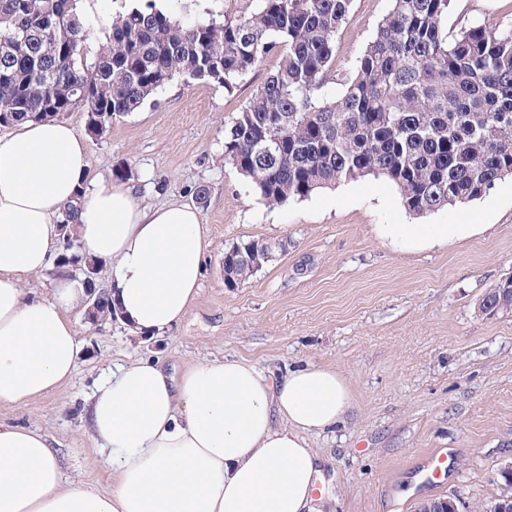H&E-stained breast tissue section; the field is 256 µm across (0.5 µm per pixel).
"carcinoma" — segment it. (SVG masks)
<instances>
[{
	"mask_svg": "<svg viewBox=\"0 0 512 512\" xmlns=\"http://www.w3.org/2000/svg\"><path fill=\"white\" fill-rule=\"evenodd\" d=\"M352 0H258L224 21H196L135 6L105 41L86 44L79 0H0V125L86 109L97 135L181 78L232 87L269 54L278 70L224 135V160L260 196L284 205L365 177L394 184L415 215L466 204L512 176V30L448 29L451 0H393L357 60L323 88L336 34ZM87 86L85 101L73 92ZM64 266L100 270L68 236ZM283 240H241L224 250L234 288L281 255Z\"/></svg>",
	"mask_w": 512,
	"mask_h": 512,
	"instance_id": "obj_1",
	"label": "carcinoma"
}]
</instances>
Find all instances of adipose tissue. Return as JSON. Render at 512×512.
Segmentation results:
<instances>
[{"label":"adipose tissue","mask_w":512,"mask_h":512,"mask_svg":"<svg viewBox=\"0 0 512 512\" xmlns=\"http://www.w3.org/2000/svg\"><path fill=\"white\" fill-rule=\"evenodd\" d=\"M77 196L74 234L111 266L112 305L135 333L170 332L200 287L208 242L195 207L149 208L135 186L91 177L68 122L15 125L0 137V406L41 398L78 369L85 341L68 313L83 282L62 272L50 295L23 287L53 267L60 211ZM351 406L332 367L273 379L246 360L205 359L177 376L131 362L86 406L111 490L67 480L45 434L0 420V512H325L324 461L309 436Z\"/></svg>","instance_id":"obj_1"}]
</instances>
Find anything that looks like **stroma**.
I'll use <instances>...</instances> for the list:
<instances>
[{
    "label": "stroma",
    "mask_w": 512,
    "mask_h": 512,
    "mask_svg": "<svg viewBox=\"0 0 512 512\" xmlns=\"http://www.w3.org/2000/svg\"><path fill=\"white\" fill-rule=\"evenodd\" d=\"M134 0H80L89 49H97ZM391 0H352L336 35V68H353ZM449 27H512V0H452ZM267 56L233 88L176 80L135 112L91 134L86 111L64 113L84 135L92 175L127 166L143 201L198 208L207 229L202 286L185 318L161 337L121 321L79 319L85 355L70 382L0 419L53 441L66 478L111 486L84 417L86 399L113 365L152 359L180 373L203 358L245 359L283 375L307 364L338 369L353 393L343 425L312 436L333 479L332 512H418L456 497L486 512L512 463V311L481 315L484 293L512 277V178L472 202L409 213L396 186L371 177L285 205L263 200L224 160V131L274 73ZM208 196L198 201L196 192ZM465 224L445 245L393 242V224ZM285 239L288 251L244 284H224V250L241 240ZM453 449L445 483L424 487L428 453Z\"/></svg>",
    "instance_id": "1"
}]
</instances>
